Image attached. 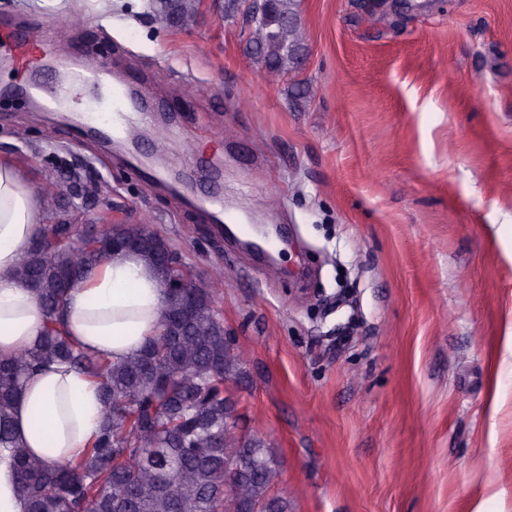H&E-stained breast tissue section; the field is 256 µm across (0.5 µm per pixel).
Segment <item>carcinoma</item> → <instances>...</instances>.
Segmentation results:
<instances>
[{
  "label": "carcinoma",
  "mask_w": 512,
  "mask_h": 512,
  "mask_svg": "<svg viewBox=\"0 0 512 512\" xmlns=\"http://www.w3.org/2000/svg\"><path fill=\"white\" fill-rule=\"evenodd\" d=\"M148 8L155 16L180 19L194 12L195 0H150ZM250 25L249 46L258 62L283 74L297 67L303 51L297 0H270ZM114 233L135 242L160 275L168 316L183 306L170 283L188 266L163 263L161 236L149 225H42L40 246L32 247L16 275L38 296L43 333L12 360L0 361V447L14 449L18 490L29 512H224L230 465L245 453L251 455L249 496L238 510L268 506V475H281L280 461L270 443L256 437L243 442L229 426L224 394L241 381L244 364L239 355H224V322L209 289H194L190 322L161 325L139 353L120 362L89 355L66 335L67 297L112 251ZM76 238L83 240L78 250L71 247ZM52 360L93 377L104 412L85 455L47 469L12 441L6 411L26 375Z\"/></svg>",
  "instance_id": "cac0c4a2"
}]
</instances>
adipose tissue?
I'll return each instance as SVG.
<instances>
[{"label": "adipose tissue", "instance_id": "1", "mask_svg": "<svg viewBox=\"0 0 512 512\" xmlns=\"http://www.w3.org/2000/svg\"><path fill=\"white\" fill-rule=\"evenodd\" d=\"M44 204L29 176L0 157V359L13 358L41 335L36 294L15 276L36 238ZM165 289L157 271L135 253L106 254L70 293L63 322L89 354L114 361L138 353L163 318ZM103 416L95 382L50 363L30 375L8 410L16 441L50 469L89 447Z\"/></svg>", "mask_w": 512, "mask_h": 512}]
</instances>
